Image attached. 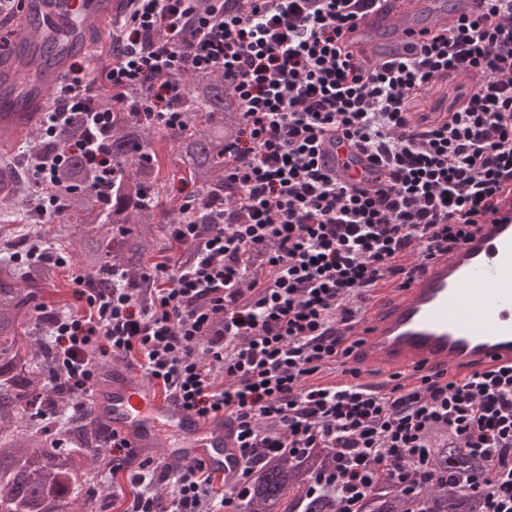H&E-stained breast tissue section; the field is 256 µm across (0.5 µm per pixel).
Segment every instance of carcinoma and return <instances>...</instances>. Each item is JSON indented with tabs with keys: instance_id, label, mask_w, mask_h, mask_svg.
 Returning a JSON list of instances; mask_svg holds the SVG:
<instances>
[{
	"instance_id": "carcinoma-1",
	"label": "carcinoma",
	"mask_w": 512,
	"mask_h": 512,
	"mask_svg": "<svg viewBox=\"0 0 512 512\" xmlns=\"http://www.w3.org/2000/svg\"><path fill=\"white\" fill-rule=\"evenodd\" d=\"M51 51L47 45L19 43L18 54L41 67ZM185 125L167 129L140 121L118 108L112 112L111 149L116 164L114 187L96 188L97 174L84 158H67V177L82 183L80 191L60 201L59 229L38 221L30 225L25 241L43 244L51 238L66 239L70 224L77 233L73 255L95 284L107 286V272L116 264L133 275L140 288L150 284L138 277L145 260L157 253L162 224L191 220L202 223L205 202L224 195V144L237 131L238 113L224 76L210 74L186 78ZM42 115L14 118L9 135L0 137V197H15L16 173L9 153L15 135L51 154L72 140L75 128L63 127L46 141L39 130ZM172 141V152L160 154L158 145ZM195 187V211L183 200L166 193L176 180ZM110 230H105V227ZM56 272L51 264L16 265L0 260V512H86L81 487L92 480L84 453L96 458L102 443L96 427L83 424L80 451L50 445L29 410L36 404L56 405L58 395L37 386L38 377L52 371L54 357L42 343L32 347L30 332H21L23 316L30 312ZM431 459L441 472L457 476H481V462L457 448H434ZM332 463L329 451L320 450L297 462L286 457L261 466L252 481L241 512H336L332 496L308 495L311 475ZM432 512H481L471 493L448 487L429 490ZM409 502L394 487L383 485L365 504V512H408Z\"/></svg>"
}]
</instances>
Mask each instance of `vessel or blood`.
<instances>
[{
	"label": "vessel or blood",
	"instance_id": "b4317fda",
	"mask_svg": "<svg viewBox=\"0 0 512 512\" xmlns=\"http://www.w3.org/2000/svg\"><path fill=\"white\" fill-rule=\"evenodd\" d=\"M112 8V0H26L18 37L38 45L53 42L64 53L80 29L101 24ZM455 15L446 0H378L351 39L377 65L401 57L405 44L430 38ZM66 72V65H56L44 70L41 80L23 82L16 111H41ZM321 161L346 178H377L355 149L325 143ZM351 333L360 341L346 360L347 368L357 371L356 385L377 377L415 382L432 370L471 375L512 365V195L495 202L474 236L424 261L406 287L382 300ZM92 413L109 422L130 447H159L167 428L181 442L176 454L182 463L201 460L220 475L235 466L234 434L223 417L201 421L126 370H112L106 389L93 398Z\"/></svg>",
	"mask_w": 512,
	"mask_h": 512
}]
</instances>
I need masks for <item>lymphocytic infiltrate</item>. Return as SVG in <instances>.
<instances>
[{
  "label": "lymphocytic infiltrate",
  "mask_w": 512,
  "mask_h": 512,
  "mask_svg": "<svg viewBox=\"0 0 512 512\" xmlns=\"http://www.w3.org/2000/svg\"><path fill=\"white\" fill-rule=\"evenodd\" d=\"M376 2L124 0L96 84L75 68L57 88L45 135L76 122L90 135L51 157L25 154L46 211L69 153L100 185L112 181V109L95 102V85L140 88L137 118L173 129L184 117L182 77L219 73L239 114L223 200L207 223L170 227L186 255L146 269V288L119 267L108 288L75 276L73 305L40 317L59 366L48 389L92 395L101 359L120 356L235 432L227 490L201 461L130 467L134 449L108 432L100 475L125 473L124 512H238L257 467L317 448L334 463L310 491L335 492L337 512H360L383 481L425 512L426 489L474 487L432 466L441 437L486 466L483 512H512V365L383 391L330 379L358 345L348 323L376 290L474 235L492 202L512 193V0H482L407 57L369 69L349 34ZM442 83L457 90L448 110L416 111ZM330 135L368 155L382 181L323 169L318 147Z\"/></svg>",
  "instance_id": "lymphocytic-infiltrate-1"
}]
</instances>
